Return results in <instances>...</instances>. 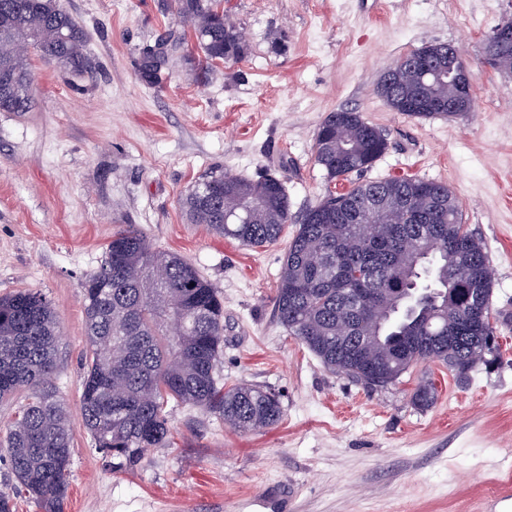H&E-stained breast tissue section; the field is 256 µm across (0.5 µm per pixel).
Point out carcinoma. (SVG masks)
<instances>
[{
	"mask_svg": "<svg viewBox=\"0 0 512 512\" xmlns=\"http://www.w3.org/2000/svg\"><path fill=\"white\" fill-rule=\"evenodd\" d=\"M208 61H240L247 44L219 5L178 0ZM31 43L43 58L70 72L86 66L83 30L61 0H0V112H24L32 99L26 55ZM167 40L143 49L140 79L159 84L169 65ZM391 85L377 93L397 112L432 117L427 109L454 93L448 80L425 82L405 62L387 69ZM385 134L357 112L327 115L313 144L327 179L346 181L385 152ZM191 224H204L240 244H275L293 222L282 180L207 175L182 201ZM288 246L274 298L280 323L328 370L370 389L419 362L438 363L457 380L497 352L491 322L492 280L485 248L462 222V210L445 183L404 177L356 183L309 208ZM371 228L370 238L363 236ZM81 415L92 446L129 471L151 448L172 441L168 407L188 404L218 415L235 430L277 424V396L251 384L218 386L224 343V304L212 283L179 255L155 248L129 224L116 231L101 265L86 276ZM186 314L189 325L172 334L163 313ZM57 312L42 295L19 291L0 298V402L22 389L27 402L11 421L5 444L16 494L42 512H64L72 436L65 406L48 380L57 366ZM359 349L386 373L368 376L352 355ZM435 387L420 383L414 405L426 408Z\"/></svg>",
	"mask_w": 512,
	"mask_h": 512,
	"instance_id": "carcinoma-1",
	"label": "carcinoma"
}]
</instances>
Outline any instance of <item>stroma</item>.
<instances>
[{
  "label": "stroma",
  "instance_id": "stroma-1",
  "mask_svg": "<svg viewBox=\"0 0 512 512\" xmlns=\"http://www.w3.org/2000/svg\"><path fill=\"white\" fill-rule=\"evenodd\" d=\"M87 41L67 72L29 53L27 112H0V297L41 291L59 319L49 385L73 437L64 512H487L512 488V75L483 60L512 0H223L246 57L205 66L174 0H62ZM177 40L155 87L143 47ZM456 46L474 75L471 111L419 119L377 93L381 73L424 46ZM352 110L382 130L386 152L364 181L442 182L485 245L500 350L465 383L422 363L370 390L328 371L278 321L288 245L245 248L188 223L182 198L208 174L281 178L301 215L333 187L315 164L328 115ZM126 224L193 265L224 298L218 381L274 392L283 417L241 433L200 408L170 410V447L131 471L83 427L82 283ZM437 396L411 401L419 382Z\"/></svg>",
  "mask_w": 512,
  "mask_h": 512
}]
</instances>
